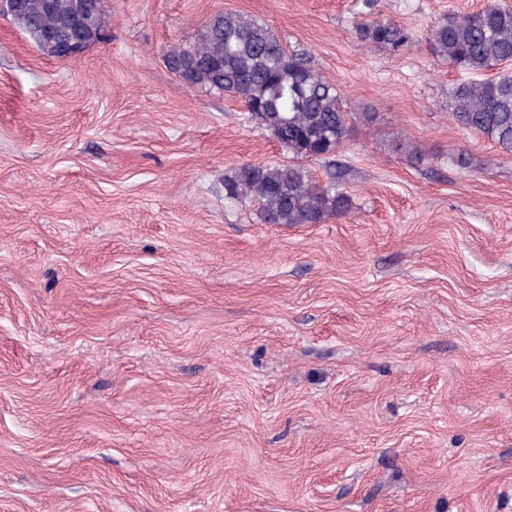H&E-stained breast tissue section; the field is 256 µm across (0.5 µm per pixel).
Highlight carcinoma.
Masks as SVG:
<instances>
[{"mask_svg":"<svg viewBox=\"0 0 512 512\" xmlns=\"http://www.w3.org/2000/svg\"><path fill=\"white\" fill-rule=\"evenodd\" d=\"M26 10L12 18L35 38L58 28L74 0H25ZM370 48L397 51L412 43L405 27L368 20L356 27ZM433 53L469 73L512 66V8L488 2L468 13L450 12L428 33ZM190 52L191 85L237 99L255 113L256 123L294 158L336 152L349 133L348 113L336 84L304 51L288 49L266 24L240 12H219L193 42L169 50ZM451 119L499 148L512 152V71L496 78L461 82L449 91ZM224 198L258 205L265 224H320L353 208L350 195L314 182L295 163H246L224 177Z\"/></svg>","mask_w":512,"mask_h":512,"instance_id":"1","label":"carcinoma"}]
</instances>
